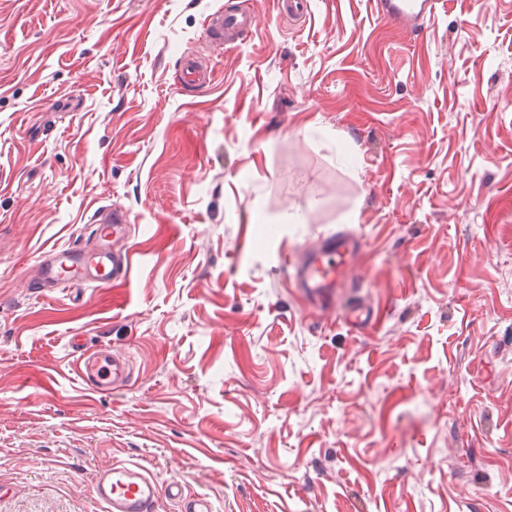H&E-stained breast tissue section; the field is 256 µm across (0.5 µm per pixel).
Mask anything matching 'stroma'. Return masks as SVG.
<instances>
[{
    "label": "stroma",
    "instance_id": "1",
    "mask_svg": "<svg viewBox=\"0 0 512 512\" xmlns=\"http://www.w3.org/2000/svg\"><path fill=\"white\" fill-rule=\"evenodd\" d=\"M234 2L0 0V512H104L114 462L154 512H512V0L417 32L376 0H255L216 50ZM187 54L208 86L178 84ZM111 209L128 287H28ZM341 231L336 305L382 324L289 285L285 254ZM75 331L127 386L83 385ZM257 17L247 9L225 10L223 7L210 14L204 21L203 32L219 48L234 45L257 26ZM341 318L353 328L361 327L364 324L375 326L379 321V314L369 308L352 306L341 312ZM93 491L107 512H152L158 485L140 466L114 463L99 472Z\"/></svg>",
    "mask_w": 512,
    "mask_h": 512
}]
</instances>
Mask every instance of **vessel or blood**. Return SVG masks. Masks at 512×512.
Segmentation results:
<instances>
[{"label":"vessel or blood","instance_id":"b4317fda","mask_svg":"<svg viewBox=\"0 0 512 512\" xmlns=\"http://www.w3.org/2000/svg\"><path fill=\"white\" fill-rule=\"evenodd\" d=\"M382 20L408 30H416L433 17L437 0H376ZM258 23L257 17L246 9H217L204 21L203 32L217 47L236 44L243 40ZM211 68L195 59L181 61L180 79L188 86H201L211 80ZM128 228L124 212L113 210L108 219L94 228L95 247L63 244L40 253L37 275L31 285L40 292L58 288H77L92 282L102 287L120 288L131 281L133 250L112 248V241L125 235ZM358 238L346 232L330 236L303 252L297 260L289 261L291 277L296 287L315 296L319 309L333 310L338 288L344 287L355 267ZM341 317L354 328L376 325V311L352 306L342 311ZM69 345L76 355L75 371L78 377L94 391L107 394L124 378L123 368L109 360L102 352L89 350L83 336H71ZM98 500L107 512H153L158 495L155 479L133 463H115L99 472L93 485Z\"/></svg>","mask_w":512,"mask_h":512}]
</instances>
